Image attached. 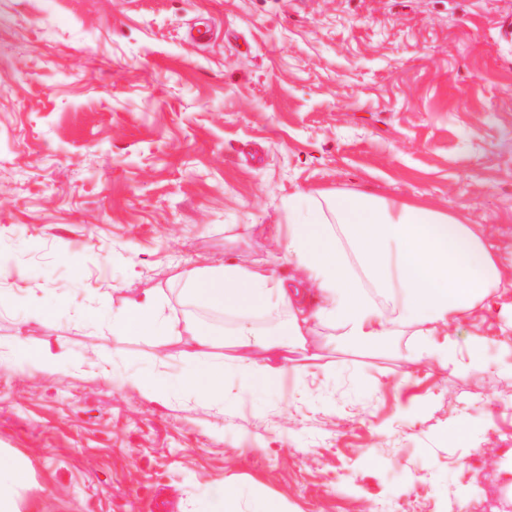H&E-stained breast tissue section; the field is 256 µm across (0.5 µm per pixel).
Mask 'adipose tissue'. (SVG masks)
Masks as SVG:
<instances>
[{
  "label": "adipose tissue",
  "instance_id": "1",
  "mask_svg": "<svg viewBox=\"0 0 512 512\" xmlns=\"http://www.w3.org/2000/svg\"><path fill=\"white\" fill-rule=\"evenodd\" d=\"M287 206V223L271 225L270 232L277 261L295 264L296 277L284 281L261 267L225 263L180 274L187 296L204 306L233 314L287 312L279 334L261 338L241 325L227 337L188 315L163 316L158 296L147 291L113 316V336L229 342L250 355L244 373L268 385L286 372L271 364L269 352L304 350L323 323L338 326L351 344L373 343L415 325L420 335L442 337L439 361L456 362L454 325L474 311L493 312L512 291V277L488 231L453 214L360 192L340 193L328 205L306 209L292 196ZM179 385L220 398L224 370L205 360Z\"/></svg>",
  "mask_w": 512,
  "mask_h": 512
}]
</instances>
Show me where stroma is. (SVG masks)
Masks as SVG:
<instances>
[{"label": "stroma", "instance_id": "stroma-1", "mask_svg": "<svg viewBox=\"0 0 512 512\" xmlns=\"http://www.w3.org/2000/svg\"><path fill=\"white\" fill-rule=\"evenodd\" d=\"M212 22L202 41L188 37ZM365 192L487 226L512 245V0H0V455L21 512H488L512 503V342L463 318L477 369L417 359L406 326L337 330L263 388L221 346L224 396L165 401L114 373L192 369L173 336L116 338L146 291L271 260L288 196ZM47 312L31 315L33 308ZM64 350L57 372L11 355Z\"/></svg>", "mask_w": 512, "mask_h": 512}]
</instances>
